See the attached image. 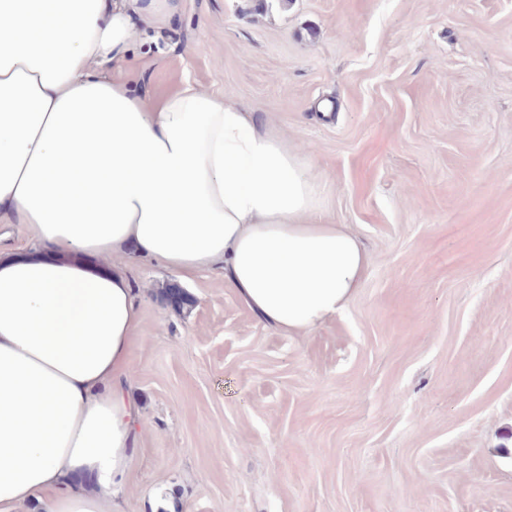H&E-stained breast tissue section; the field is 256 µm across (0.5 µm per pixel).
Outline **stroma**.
<instances>
[{
    "instance_id": "1",
    "label": "stroma",
    "mask_w": 512,
    "mask_h": 512,
    "mask_svg": "<svg viewBox=\"0 0 512 512\" xmlns=\"http://www.w3.org/2000/svg\"><path fill=\"white\" fill-rule=\"evenodd\" d=\"M108 74L255 108L368 253L300 335L223 263L103 257L140 304L120 512H512V0H176Z\"/></svg>"
}]
</instances>
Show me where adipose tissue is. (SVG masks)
<instances>
[{"label":"adipose tissue","instance_id":"adipose-tissue-1","mask_svg":"<svg viewBox=\"0 0 512 512\" xmlns=\"http://www.w3.org/2000/svg\"><path fill=\"white\" fill-rule=\"evenodd\" d=\"M172 0H0V512H117L140 411L118 377L139 325L123 250L224 281L264 324L307 333L367 266L313 218L312 160L252 111L184 82L160 103L111 80ZM15 223L13 219H2L0 222V249L6 253H14L15 251L24 250L31 246L32 240L24 224H8Z\"/></svg>","mask_w":512,"mask_h":512}]
</instances>
